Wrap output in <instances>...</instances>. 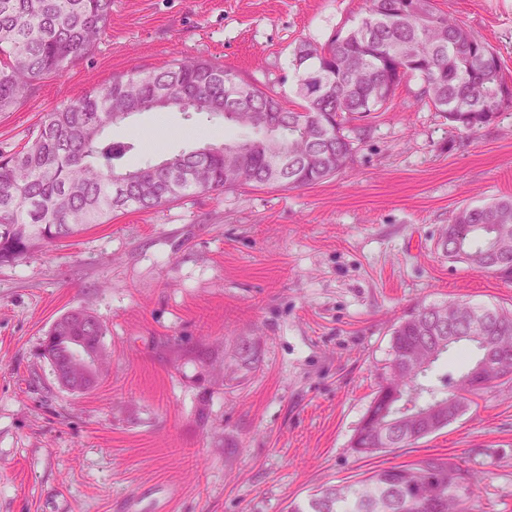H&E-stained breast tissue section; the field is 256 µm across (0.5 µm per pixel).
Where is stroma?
Masks as SVG:
<instances>
[{
	"label": "stroma",
	"instance_id": "stroma-1",
	"mask_svg": "<svg viewBox=\"0 0 512 512\" xmlns=\"http://www.w3.org/2000/svg\"><path fill=\"white\" fill-rule=\"evenodd\" d=\"M502 56L512 0H435ZM366 0H112L101 39L0 112V151L47 112L132 70L221 63L299 104L302 41L356 26ZM401 85L366 122L351 167L297 189L238 186L115 212L0 263V512H288L377 467L454 458L484 473L475 512H512V381L448 427L370 457L351 443L419 304L512 308V281L454 263L441 233L463 206L512 196V108L460 134ZM223 118L141 112L107 129L138 139L133 169L220 144ZM81 309L104 328L93 389H61L42 343ZM252 342L257 360L241 365Z\"/></svg>",
	"mask_w": 512,
	"mask_h": 512
}]
</instances>
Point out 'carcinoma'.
<instances>
[{"mask_svg": "<svg viewBox=\"0 0 512 512\" xmlns=\"http://www.w3.org/2000/svg\"><path fill=\"white\" fill-rule=\"evenodd\" d=\"M369 0L360 23L318 46L301 42L292 66L297 109L240 81L222 65L175 59L158 72L112 78L46 113L27 142L0 152V262L35 238L53 243L74 226L104 224L129 208L153 210L191 193L242 185L299 188L343 173L364 141L353 127L392 103L398 87L420 82L417 101L474 134L512 105L499 53L465 25L415 0ZM112 0H0V112L38 81L60 75L103 34ZM177 109L219 116L237 138L201 153L120 170L114 161L136 141L112 143L104 131L123 114ZM448 260L512 280V197L459 209L448 223ZM490 350L503 369L480 368ZM456 350L467 362L454 377L437 363ZM512 377V310L460 302L420 306L391 332V358L352 442L358 454L410 446L427 420L392 406L408 396L448 426L472 398ZM479 474L452 459L379 468L327 487L289 512H472Z\"/></svg>", "mask_w": 512, "mask_h": 512, "instance_id": "cac0c4a2", "label": "carcinoma"}]
</instances>
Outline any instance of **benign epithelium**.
<instances>
[{
	"label": "benign epithelium",
	"instance_id": "obj_1",
	"mask_svg": "<svg viewBox=\"0 0 512 512\" xmlns=\"http://www.w3.org/2000/svg\"><path fill=\"white\" fill-rule=\"evenodd\" d=\"M97 320L83 310L59 317L43 343V355L54 378L64 389L82 393L102 378L105 347Z\"/></svg>",
	"mask_w": 512,
	"mask_h": 512
}]
</instances>
